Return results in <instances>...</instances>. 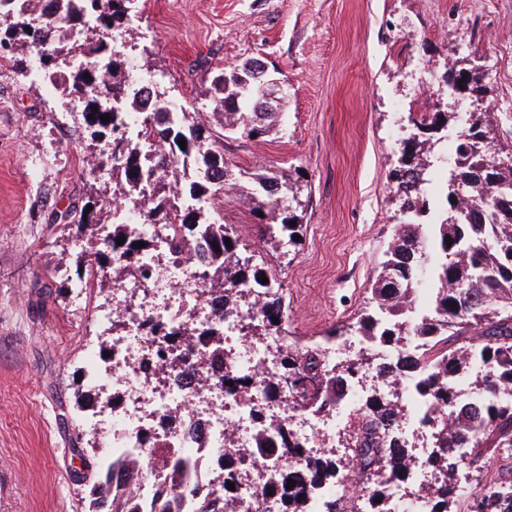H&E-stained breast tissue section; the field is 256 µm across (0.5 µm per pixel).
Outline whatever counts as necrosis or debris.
Returning a JSON list of instances; mask_svg holds the SVG:
<instances>
[{
    "label": "necrosis or debris",
    "instance_id": "1",
    "mask_svg": "<svg viewBox=\"0 0 512 512\" xmlns=\"http://www.w3.org/2000/svg\"><path fill=\"white\" fill-rule=\"evenodd\" d=\"M149 189H137L120 205L124 215L138 216L137 234L145 241L136 259L137 276L122 273L123 258L112 264V307L96 316L97 327L121 319L110 346V364L101 366L97 345L86 344L83 379L91 391L112 390V434L104 440L105 474L117 489L133 491L136 512H151L159 484L168 482L161 454L174 452L185 462L179 489L200 486L213 496L222 482L236 491L228 512H282L288 471L311 457L348 460L359 430V411L380 398L394 402V420L383 433L385 443L405 449L415 460L408 478L391 495L400 503L424 504L442 483L429 465L434 451L437 414L433 401L410 378L394 379L391 369L398 350L414 354L422 345L407 337L402 347L367 342L349 331L339 346L323 351L326 370L343 361L372 358L349 381L338 410L320 412L294 393L271 397L270 380L286 375L283 354L288 342L280 336L255 334L265 291L280 282L268 272L265 285L239 283L237 304L223 315L224 295L204 292L202 276L209 269L211 230L198 225L149 224L142 217ZM188 245L172 249L176 237ZM210 330L208 344L188 340V332ZM288 433L274 439L271 457L223 469L222 454L251 447L269 420Z\"/></svg>",
    "mask_w": 512,
    "mask_h": 512
}]
</instances>
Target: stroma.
Listing matches in <instances>:
<instances>
[{"label": "stroma", "mask_w": 512, "mask_h": 512, "mask_svg": "<svg viewBox=\"0 0 512 512\" xmlns=\"http://www.w3.org/2000/svg\"><path fill=\"white\" fill-rule=\"evenodd\" d=\"M131 17L124 46L147 48L168 97L214 131L224 119L203 94L210 69L255 58L287 83L277 133L225 139L224 158L238 173L297 180L300 241L284 252L270 244L238 189L224 188L216 211L249 225L264 263L280 269L281 331L302 345L354 322L367 302L396 223L391 172L415 132L412 113L483 112L512 127V0H138ZM426 64L422 91L414 76ZM450 65L485 74L484 100L449 95ZM74 103L0 72V512H85L91 498L94 452L79 416L102 403L78 395L80 331L106 308L111 284L73 307L55 271L94 254L52 218L111 187L112 175L84 161L109 147L79 139L83 114L51 131L50 108Z\"/></svg>", "instance_id": "35a3bbf8"}]
</instances>
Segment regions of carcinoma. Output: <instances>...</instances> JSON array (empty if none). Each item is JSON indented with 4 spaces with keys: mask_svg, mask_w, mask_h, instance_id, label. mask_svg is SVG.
Returning a JSON list of instances; mask_svg holds the SVG:
<instances>
[{
    "mask_svg": "<svg viewBox=\"0 0 512 512\" xmlns=\"http://www.w3.org/2000/svg\"><path fill=\"white\" fill-rule=\"evenodd\" d=\"M33 0H0V59H5L18 73L27 72L26 54L52 48L50 55L76 52L86 59L78 68L65 74L60 67H43V72L59 78L60 87L76 97L85 99L86 131L91 139L109 137L124 140L122 132L126 114L139 110L137 92L130 77L131 58L111 47L110 40L127 32L128 4L131 0H45V16L41 38L26 31L25 16ZM79 30L83 39L66 46L67 34ZM245 72L233 67H217L211 71L210 85L205 96L213 111L224 113V131L249 140L266 137L277 129L280 113L268 111L260 98L245 94L238 102L230 103V93L239 91ZM468 79L475 98L482 99L488 92L486 77L477 71L447 70L445 82L453 85ZM108 114L103 121L100 116ZM455 118L452 112H430L417 124L416 137L405 142L403 152L406 164L392 171L397 183L399 211L414 220L405 222L395 231L388 249V259L381 271L368 283L369 302L357 315L356 327L367 338L385 344H396L405 326L406 299L415 297L422 280L419 269L427 262V249H432L436 264L432 271V287L428 303L433 314L412 328L414 335L428 342V350L421 357H410L402 373L418 371L427 374L425 394L447 410L446 423L438 434V446L431 462L443 472L444 488L434 496L430 512H457L456 470L470 466L484 456L487 448H504L512 444V403L503 399L505 389L512 390V146L494 153L487 148L497 140L495 129L481 112L471 115L468 127L458 136L456 150L464 162L451 175L445 194V208L438 224L419 221L424 211L417 208L418 184L426 181L429 172L427 144L434 133L448 127ZM149 138L159 137L165 144L186 148L178 153L188 159L196 172L193 196L204 199L224 189L209 181L211 172H224V181L231 173L224 160V146L216 145L218 136L205 125L200 114L180 110L175 120L155 124L143 119ZM90 169L112 167L115 186L112 202L125 199L130 185L151 181L153 197L145 217L152 224H211L210 210L203 206L176 208L170 200L169 174H180L176 163L149 169L143 157L128 145L118 153L102 159L87 158ZM264 193L261 200L252 193L244 196L252 210L262 219L276 224L280 235L293 242L301 229L300 216L283 205L280 195L297 194L299 189L289 176L277 172L255 175ZM91 210L81 208L75 233L84 234L101 222L107 209L101 195L88 200ZM453 244H446V237ZM127 229L116 226L112 236L105 239L95 252V259L112 264L113 253L122 250L126 259L125 272L135 276L139 267L135 256L137 243L124 242ZM223 230L213 235L212 263L214 278L210 287L224 290V299L231 302L232 285L250 278L261 282L264 268L258 265L242 268L232 257L239 240L231 237L225 243ZM263 327L268 334L278 335L281 324L272 317L283 318L281 297L277 294L262 304ZM288 375L298 389H306L309 402L322 408L341 401V385L355 373L354 365L336 367L333 373L321 368L319 350L315 348L289 350L283 356ZM464 386L482 398L480 407L466 417L456 415L455 387ZM392 417V412L380 405L365 408L352 462L360 474L371 478L374 497L386 500L391 487L403 480L400 473H408L411 457L404 451L385 447L381 430ZM101 466H96L91 488L92 499L88 512H134L130 506L131 492L114 490L102 482ZM336 471L323 460H315L296 474L290 475L293 484L315 489L325 486L332 495L336 485ZM154 512H179L176 495L166 487L158 489ZM464 512H512V494L488 491L478 502L472 500Z\"/></svg>",
    "mask_w": 512,
    "mask_h": 512,
    "instance_id": "cac0c4a2",
    "label": "carcinoma"
}]
</instances>
